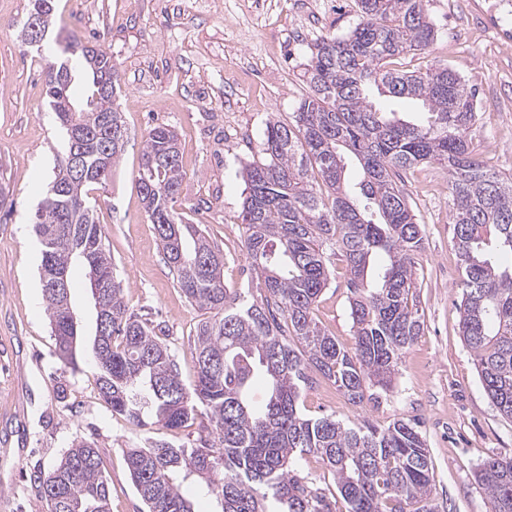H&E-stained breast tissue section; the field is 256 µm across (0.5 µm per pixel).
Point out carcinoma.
Returning <instances> with one entry per match:
<instances>
[{"instance_id": "cac0c4a2", "label": "carcinoma", "mask_w": 512, "mask_h": 512, "mask_svg": "<svg viewBox=\"0 0 512 512\" xmlns=\"http://www.w3.org/2000/svg\"><path fill=\"white\" fill-rule=\"evenodd\" d=\"M360 20L343 37L315 40L305 76L309 92L294 123H267L263 159L246 165L242 224L256 288L224 287L223 254L204 230L173 208L184 171L174 130L158 126L143 144L137 189L164 263L185 298L210 316L191 344L196 377L186 385L171 348L130 312L117 281L105 230L88 188L104 184L128 142L115 107L118 73L105 51L72 37L68 57L48 66L45 95L65 131L62 156L34 217L42 246L40 282L59 356L72 364L69 268L97 269L107 287L99 305L111 314L101 344L90 347L99 395L139 427L173 431L197 416L210 438L174 446L147 438L126 449L146 512H196L181 492L195 477L217 512H333L298 461L318 457L347 504L345 512H439L428 448L409 423L349 425L301 412L312 374L331 381L354 406L371 387L392 388L404 351L423 332L414 304V268L422 227L398 171L437 162L448 168L453 243L462 273L459 333L474 355L484 390L512 419V267L489 246L512 254V177L487 169L470 148L478 119L475 93L446 68L400 72L390 61L424 51L435 37L427 0H358ZM52 24L57 0H30ZM89 69L84 96H72L70 57ZM419 103L423 119L386 111L377 97ZM362 169L346 177L345 153ZM342 257L355 344L348 351L313 317L327 287L329 255ZM66 278L67 288L49 283ZM259 294H253V291ZM269 386L254 408L258 375ZM489 512H512V459L490 458L475 473ZM48 512H110L109 487L93 443L78 441L39 480Z\"/></svg>"}]
</instances>
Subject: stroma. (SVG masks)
Wrapping results in <instances>:
<instances>
[{
	"label": "stroma",
	"instance_id": "35a3bbf8",
	"mask_svg": "<svg viewBox=\"0 0 512 512\" xmlns=\"http://www.w3.org/2000/svg\"><path fill=\"white\" fill-rule=\"evenodd\" d=\"M184 0H59L49 42L62 49L76 36L104 49L120 76L116 103L129 140L106 184L90 201L133 313L158 325L184 382L195 377L189 339L205 314L192 306L165 265L136 187L143 141L158 126L178 134L186 172L176 210L200 225L224 254V285L251 279L241 219L242 168L262 157L269 121L288 124L307 92L310 45L342 36L359 21L356 0H215L185 10ZM27 0H0V512H40L37 475L47 473L83 439L99 450L111 512H143L125 449L149 437L176 445L199 439L207 424L171 432L140 428L113 414L99 396L88 356L62 361L42 297L38 248L20 235L45 196L63 149L45 96L52 57L22 47ZM436 36L425 52L395 64L403 71L446 67L475 89L478 119L468 138L489 168L512 174V0H428ZM496 150H489L493 139ZM401 186L423 230L415 268L424 330L405 352L392 390L358 407L316 378L303 395L311 416L347 423L417 424L429 451L440 512H487L474 480L487 458L512 456V419L488 398L473 354L459 335L461 270L452 242L448 170L423 163ZM330 284L314 317L344 348L354 336L347 271L331 258Z\"/></svg>",
	"mask_w": 512,
	"mask_h": 512
}]
</instances>
